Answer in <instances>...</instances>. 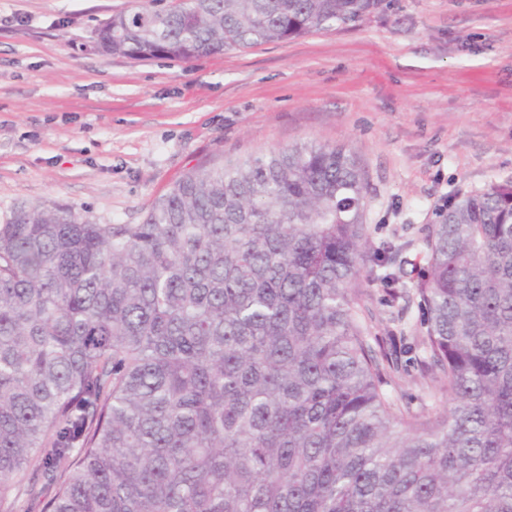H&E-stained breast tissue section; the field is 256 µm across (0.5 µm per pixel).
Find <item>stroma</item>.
<instances>
[{
    "instance_id": "obj_1",
    "label": "stroma",
    "mask_w": 512,
    "mask_h": 512,
    "mask_svg": "<svg viewBox=\"0 0 512 512\" xmlns=\"http://www.w3.org/2000/svg\"><path fill=\"white\" fill-rule=\"evenodd\" d=\"M145 0H0V221L56 201L141 223L192 169L300 143L342 147L367 178L374 241L406 244L457 190L512 181V0H390L368 20L190 61L98 51ZM364 302L370 333L419 335L415 304Z\"/></svg>"
}]
</instances>
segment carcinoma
I'll list each match as a JSON object with an SVG mask.
<instances>
[{"instance_id": "obj_1", "label": "carcinoma", "mask_w": 512, "mask_h": 512, "mask_svg": "<svg viewBox=\"0 0 512 512\" xmlns=\"http://www.w3.org/2000/svg\"><path fill=\"white\" fill-rule=\"evenodd\" d=\"M104 52L188 60L356 24L383 0H174ZM357 157L292 146L192 169L140 224L19 203L0 223V512H512V182L460 190L424 238L420 366L394 398L397 284ZM365 289L370 294L363 297L370 336H388L390 330L396 336H400V330L404 332V336H419L421 313L415 303L408 304L400 300L399 305L388 307L381 301L386 291L384 288L374 285ZM411 356H419L422 358L421 352L418 350L416 353H402V355L399 356V364L403 366L396 374L395 381L397 385L395 386L394 394L401 398L404 404L407 403L414 411H421L425 405L427 408H431L435 403L448 407L450 403L448 396L444 395L441 397L437 394L441 402L437 399H430L425 396L426 389L424 387L426 385L421 377L417 364L411 362L410 364L407 363L405 366V361ZM408 361L409 360H407V362Z\"/></svg>"}]
</instances>
